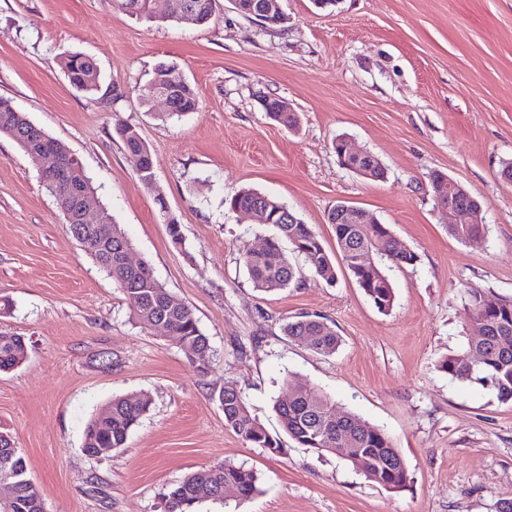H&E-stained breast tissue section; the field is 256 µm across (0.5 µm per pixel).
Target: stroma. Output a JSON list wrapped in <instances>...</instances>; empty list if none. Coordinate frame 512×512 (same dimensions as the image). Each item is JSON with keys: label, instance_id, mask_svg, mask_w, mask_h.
<instances>
[{"label": "stroma", "instance_id": "35a3bbf8", "mask_svg": "<svg viewBox=\"0 0 512 512\" xmlns=\"http://www.w3.org/2000/svg\"><path fill=\"white\" fill-rule=\"evenodd\" d=\"M281 7L286 23L269 27L217 0L199 27L179 20L178 0L156 23L112 0H0V97L79 158L133 260L193 308L214 352L199 372L176 337L135 323L30 156L0 136V301L11 304L0 336L27 347L22 364L0 372V434L19 448L45 512H164L186 475L225 462L253 470L259 493L203 500L192 512H495L512 499V404L438 368L467 344L468 289L512 299V182L499 176L512 162V0ZM71 53L96 63L94 93L70 84L61 62ZM162 63L185 75L196 111L164 121L163 104L142 103ZM266 98L288 101L298 127L269 119ZM120 123L149 145L155 188L139 180ZM339 136L376 155L384 179L340 165ZM437 170L480 202L481 238L449 235L430 187ZM241 187L288 205L334 260L328 214L338 202L388 225L417 255L388 271L392 308L379 311L341 266L332 286L305 271L297 287L253 288L240 252L271 229L225 209ZM302 313L331 321L335 353L283 334ZM227 382L283 453L225 426L218 392ZM293 384L388 432L406 487L385 489L342 454L284 436L273 405ZM140 393L152 404L125 446L87 456L89 419L113 397Z\"/></svg>", "mask_w": 512, "mask_h": 512}]
</instances>
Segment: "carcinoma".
I'll return each instance as SVG.
<instances>
[{
    "mask_svg": "<svg viewBox=\"0 0 512 512\" xmlns=\"http://www.w3.org/2000/svg\"><path fill=\"white\" fill-rule=\"evenodd\" d=\"M125 12L140 16L148 21H166L168 16L158 8V0H139L141 6L129 10L130 0H113ZM187 19L198 26L209 23L215 0H185ZM65 73L69 82L85 92L98 90L100 74L96 64L87 56L71 54L64 60ZM177 111L162 112L159 117L171 119L181 117L197 109L198 101L192 87L181 73L170 81ZM279 100L269 99L264 110L267 116L279 124L294 129L299 119L294 112H279ZM116 132L127 152L141 156L137 175L143 184L152 176L153 158L148 144L138 131L120 124ZM0 135L12 139L24 152L35 157L37 146L32 141L34 132L24 113L12 101L0 98ZM224 205L230 212L252 210L258 207L268 209L273 217V234L266 240L262 250L246 249L241 253L243 268L254 288L261 292H275L295 286L301 282L302 271L295 267L285 253L282 242H288L291 250L302 256L309 270L329 285L336 283V266L326 253L322 242L312 226L298 221L293 224L286 216L297 214L286 204L273 197H266L253 188H241L227 196ZM103 213L112 224V265H103L104 250L92 249L90 255L117 283L133 305L136 324L144 330L162 321L181 337L201 357L211 355L209 338L201 331L193 309L176 298L155 277L145 278L137 271L122 263L121 254L131 244L120 225L113 223L108 210ZM336 242L344 267L355 279L358 286L380 311H387L394 303V291L384 268L376 263L362 266L357 263L359 254L369 252L404 266L416 261V254L398 248L395 239L388 234L385 224H336ZM483 231L481 224H450L448 234L466 242ZM472 325L493 326L498 330L494 336H471L461 351L445 357L439 369L448 376L489 388L501 402H512V348L505 350L500 339L506 337L512 343V299H503L476 288L467 290ZM284 335L294 341H303L311 349L322 354H332L339 345V337L327 318L317 314H300L282 327ZM26 352V343L21 336H0V371H7L19 365ZM224 410L225 426L231 428L247 444L284 451L280 441L273 437L265 426L251 413L241 391L226 385L218 394ZM149 397H115L107 409L95 414L87 423L83 447L122 448L131 430L149 411ZM275 411L284 432L303 448L336 452V436L351 441L354 448L363 449L360 459L352 465L363 472L371 481L383 486L401 489L406 486V467L389 473L382 461L400 456L393 439L388 433L364 422L355 415L336 421V405L318 392H302L290 405L278 403ZM15 474L14 496L11 503H0V512H44L41 490L27 478L26 462L20 451L12 452L0 446V478ZM232 487L238 496L247 499L258 492L256 474L243 466L224 463L202 471L188 474L167 495L166 512H186V509L201 499L213 501L224 499V488Z\"/></svg>",
    "mask_w": 512,
    "mask_h": 512,
    "instance_id": "carcinoma-1",
    "label": "carcinoma"
}]
</instances>
